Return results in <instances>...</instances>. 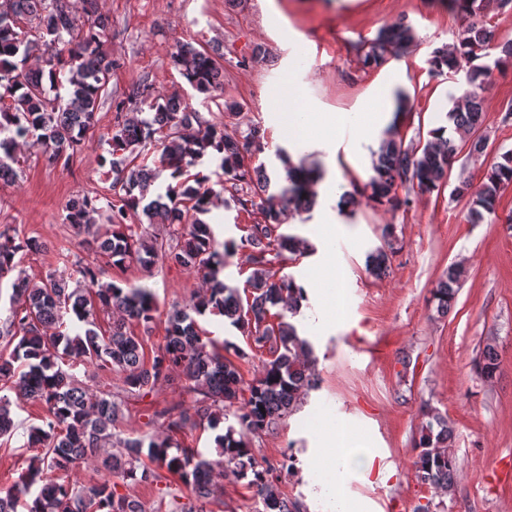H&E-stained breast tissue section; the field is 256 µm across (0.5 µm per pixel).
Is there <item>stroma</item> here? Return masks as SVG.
Segmentation results:
<instances>
[{
    "label": "stroma",
    "instance_id": "obj_1",
    "mask_svg": "<svg viewBox=\"0 0 512 512\" xmlns=\"http://www.w3.org/2000/svg\"><path fill=\"white\" fill-rule=\"evenodd\" d=\"M112 22L103 49L116 66L96 112L97 135L88 139L68 165H50L29 145L20 148L21 178L0 185V231L14 228L41 238L45 252L25 256L22 267L34 279L54 272L70 275L84 251L63 220V206L75 194L107 195L100 173L116 106L139 83L176 97L208 122L224 124L225 103L243 104L265 130L259 156L273 182L283 169L277 148L305 165L320 164L325 188L311 212H289L283 232L307 238L314 253L294 257L282 273L321 283L292 322L312 338L319 387L305 395L298 410L277 430L250 435L257 459L275 463L294 458L282 474L280 492L299 501L304 512H342L358 504L360 512H512V473L501 474L499 461L512 458V224L488 220L469 223L466 200L455 187L468 181L479 189L496 158L512 151V78L494 72L484 92L481 131L489 145L483 153L462 149L441 191H413L409 210L394 211L367 197L343 208L372 174V150L380 131L363 133L350 126L348 138L330 134L302 143L284 132L285 111L270 90L293 81L308 112L361 110L382 85L408 98L400 123L404 143L427 138L447 125L452 100L467 89L463 76L435 77L428 59L451 43L464 20L445 0H99ZM410 24L416 41L407 53L378 68L362 67L358 48L380 31ZM219 49L224 86L214 97L194 90L171 65L181 42ZM216 173L210 185L220 205L205 220L218 242L240 240L254 218L237 207ZM396 227L399 245L388 275L365 270L366 255L380 244L384 225ZM463 268L454 307L438 313L431 290L449 266ZM106 278L147 283L161 311L184 305L202 286L200 274L157 266L145 275L134 262L107 269ZM493 343L499 370L483 378L477 363ZM179 385H157L130 398L117 429L125 436L157 434L155 412L189 404ZM430 405L453 427L451 451L457 472L452 491L422 484L413 466L414 440ZM337 434L363 432V447L341 457L331 479L318 464L323 453L322 425ZM211 430H185L178 442L198 449L215 464L223 487L211 512H260L262 505L246 481L226 470Z\"/></svg>",
    "mask_w": 512,
    "mask_h": 512
}]
</instances>
